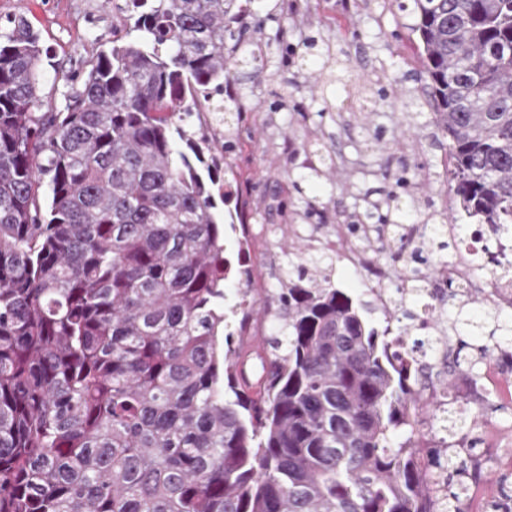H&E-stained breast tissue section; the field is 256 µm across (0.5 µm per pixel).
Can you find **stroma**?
Segmentation results:
<instances>
[{
	"instance_id": "obj_1",
	"label": "stroma",
	"mask_w": 512,
	"mask_h": 512,
	"mask_svg": "<svg viewBox=\"0 0 512 512\" xmlns=\"http://www.w3.org/2000/svg\"><path fill=\"white\" fill-rule=\"evenodd\" d=\"M264 29L247 28L246 36L266 41L285 28L289 43L303 36L323 38L331 57L303 56L280 63L271 59L265 72L252 76L250 66L235 75L232 91L243 103L242 118L225 136L224 115L202 116L205 133L216 148L232 139L231 153L243 175L241 191L255 209L268 211L255 231L267 244L258 261L268 288H277L288 265V247L322 249L333 227L346 225L360 241V218L369 203L395 192L404 168L422 164V178L411 190V224H459L448 192L447 150L435 139L432 114L422 94L413 93L411 75L419 68L412 19L391 0H256ZM21 14L39 35L45 52L41 95L47 111L64 105L67 91L57 75L82 69L99 50L111 47L124 22L125 0H0V27ZM321 146L334 160L324 176L300 180L304 195L318 210L269 208L270 198L293 194L309 163L308 149ZM458 408L481 412L474 434L484 462L480 481L469 496L479 512H493L503 494L512 495V473L504 471L502 445H512V403L494 396L475 402L469 382L450 376Z\"/></svg>"
}]
</instances>
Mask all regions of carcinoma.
Here are the masks:
<instances>
[{"instance_id":"obj_1","label":"carcinoma","mask_w":512,"mask_h":512,"mask_svg":"<svg viewBox=\"0 0 512 512\" xmlns=\"http://www.w3.org/2000/svg\"><path fill=\"white\" fill-rule=\"evenodd\" d=\"M414 81L448 140V187L479 224L512 228V0H410ZM251 0H127L130 39L99 51L64 110L42 111L38 35L0 40V512H462L476 441L424 346L476 379L493 346L414 337L416 315L333 287L294 253L257 300L273 328L256 370L224 333L223 166L186 124L232 69ZM401 196L388 217L411 246ZM421 273L397 289L420 294ZM409 323H401V319Z\"/></svg>"}]
</instances>
